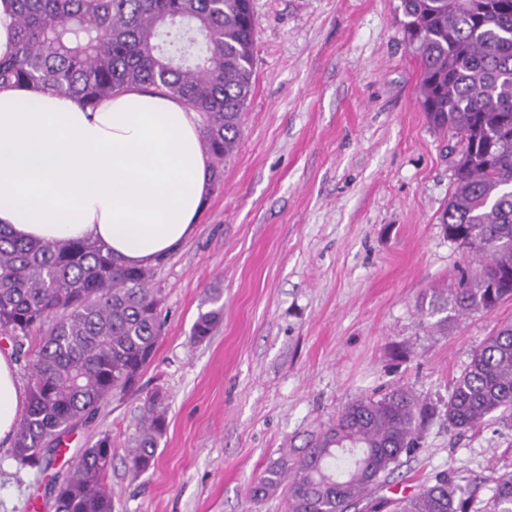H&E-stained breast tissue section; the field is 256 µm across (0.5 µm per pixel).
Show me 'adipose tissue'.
<instances>
[{"mask_svg":"<svg viewBox=\"0 0 512 512\" xmlns=\"http://www.w3.org/2000/svg\"><path fill=\"white\" fill-rule=\"evenodd\" d=\"M211 193L200 118L130 86L88 110L74 97L0 87V226L22 239L89 240L146 267L196 231ZM25 401L0 352V441Z\"/></svg>","mask_w":512,"mask_h":512,"instance_id":"obj_1","label":"adipose tissue"}]
</instances>
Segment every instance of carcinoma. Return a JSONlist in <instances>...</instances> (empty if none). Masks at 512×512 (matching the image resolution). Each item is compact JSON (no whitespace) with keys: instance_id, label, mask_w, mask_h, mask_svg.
<instances>
[{"instance_id":"1","label":"carcinoma","mask_w":512,"mask_h":512,"mask_svg":"<svg viewBox=\"0 0 512 512\" xmlns=\"http://www.w3.org/2000/svg\"><path fill=\"white\" fill-rule=\"evenodd\" d=\"M16 38L0 57V85L71 95L90 110L130 86L182 101L202 116L214 183L237 148L254 74L252 0H10ZM404 32L420 65L430 122L461 145L454 188L441 216L446 236L480 259L451 304L459 315L512 298V0H401ZM150 268H127L89 240H19L0 229V330L30 373L12 448L39 467L61 437L110 397L131 390L161 335L160 298ZM210 290L191 340L205 341L222 318ZM37 339L33 347L25 342ZM160 394L145 404L128 467L155 462L167 429ZM437 407L407 388L345 405L297 462L268 468L252 487L286 485L287 512H382L371 497L380 478L417 446ZM498 414L512 426V325L475 348L455 379L444 416L469 430ZM112 439L82 450L54 490L53 512H112L105 478ZM471 497L446 474L391 512H469ZM489 512H512V473L492 488Z\"/></svg>"}]
</instances>
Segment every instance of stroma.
Masks as SVG:
<instances>
[{
  "label": "stroma",
  "instance_id": "stroma-1",
  "mask_svg": "<svg viewBox=\"0 0 512 512\" xmlns=\"http://www.w3.org/2000/svg\"><path fill=\"white\" fill-rule=\"evenodd\" d=\"M255 74L237 149L195 235L153 265L164 323L133 390L63 439L49 467L18 468L0 442V512H50V488L102 435L114 512H285L254 498L354 399L405 386L444 404L478 345L512 324V299L457 315L477 258L443 232L457 141L420 102L400 0H253ZM224 314L190 339L206 292ZM161 393L167 430L148 471L126 463L143 407ZM512 471V428L426 422L374 492L414 494L441 472L485 512Z\"/></svg>",
  "mask_w": 512,
  "mask_h": 512
}]
</instances>
